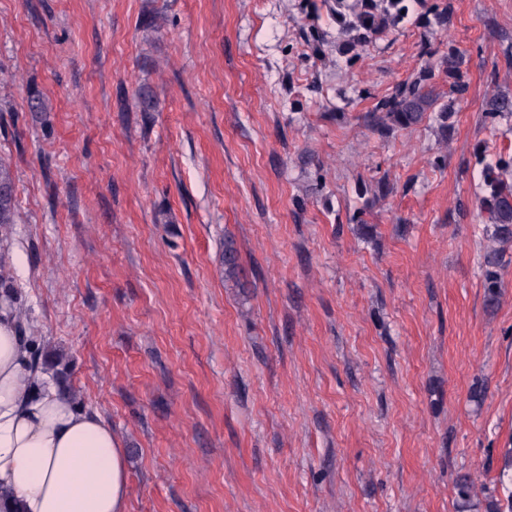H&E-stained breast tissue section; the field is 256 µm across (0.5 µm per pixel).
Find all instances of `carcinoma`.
<instances>
[{
  "instance_id": "carcinoma-1",
  "label": "carcinoma",
  "mask_w": 512,
  "mask_h": 512,
  "mask_svg": "<svg viewBox=\"0 0 512 512\" xmlns=\"http://www.w3.org/2000/svg\"><path fill=\"white\" fill-rule=\"evenodd\" d=\"M343 9L339 14L342 30L348 35L342 51L354 52L386 36L408 14L407 0H336ZM420 57L424 60L419 70L396 84L392 91L380 98L364 115L371 131L379 135L409 130L432 114L443 130H448V120L460 106L466 85L463 80L464 56L451 50L440 58L428 45ZM440 68L448 75L450 86L448 102H441V95L432 84L433 69ZM485 120L493 124L505 116H512V96L494 95L485 103ZM512 154L499 155L494 162L483 164L480 210L493 224L494 239L499 248L485 255V280L487 302L497 300L499 287L498 268L504 248L512 245ZM15 175L9 164L0 160V226L15 223Z\"/></svg>"
}]
</instances>
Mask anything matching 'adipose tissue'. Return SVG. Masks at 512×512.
<instances>
[{"label": "adipose tissue", "mask_w": 512, "mask_h": 512, "mask_svg": "<svg viewBox=\"0 0 512 512\" xmlns=\"http://www.w3.org/2000/svg\"><path fill=\"white\" fill-rule=\"evenodd\" d=\"M31 352L0 300V512H126L125 448L96 411L37 383Z\"/></svg>", "instance_id": "obj_1"}]
</instances>
